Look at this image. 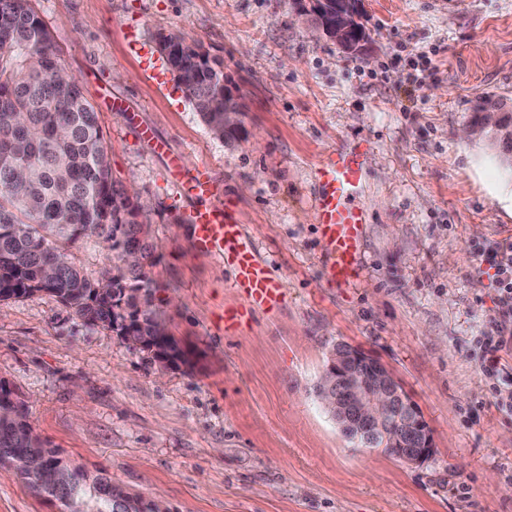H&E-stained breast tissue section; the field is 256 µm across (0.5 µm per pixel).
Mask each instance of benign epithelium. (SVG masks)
Instances as JSON below:
<instances>
[{
  "mask_svg": "<svg viewBox=\"0 0 512 512\" xmlns=\"http://www.w3.org/2000/svg\"><path fill=\"white\" fill-rule=\"evenodd\" d=\"M297 15L316 34L336 41L345 52L362 50L367 38L359 35L361 16L359 0H295ZM477 112L486 127L499 126L503 101L495 96L482 98ZM236 91L224 85V127L239 125ZM138 346L145 349L159 366L172 368L180 364L185 350L161 337L144 338ZM320 390L325 407L342 420L346 412L361 427L353 437L373 450L396 451L408 465H420L434 452L433 436L417 404L402 389L389 369L376 357L351 347H334L321 375Z\"/></svg>",
  "mask_w": 512,
  "mask_h": 512,
  "instance_id": "obj_1",
  "label": "benign epithelium"
}]
</instances>
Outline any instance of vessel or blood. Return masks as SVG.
Masks as SVG:
<instances>
[{"label": "vessel or blood", "instance_id": "obj_1", "mask_svg": "<svg viewBox=\"0 0 512 512\" xmlns=\"http://www.w3.org/2000/svg\"><path fill=\"white\" fill-rule=\"evenodd\" d=\"M364 156V151L357 148L339 150L324 159L318 171L321 192L314 204L315 221L329 247L327 275L339 284L349 281L360 262L366 216L354 199L364 180ZM181 168L180 158H172L170 176L174 186L183 195L202 202L190 216L195 246L216 253L232 268V285L245 297L241 306L224 313L225 327L238 328L254 310L277 307L284 299L283 285L257 262L251 242L239 225L229 220L221 201L222 189L209 165L199 164L186 176Z\"/></svg>", "mask_w": 512, "mask_h": 512}]
</instances>
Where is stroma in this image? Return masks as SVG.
Instances as JSON below:
<instances>
[{"label": "stroma", "instance_id": "stroma-1", "mask_svg": "<svg viewBox=\"0 0 512 512\" xmlns=\"http://www.w3.org/2000/svg\"><path fill=\"white\" fill-rule=\"evenodd\" d=\"M97 112L117 189L141 206L155 304L188 364L162 369L45 293L0 301V382L69 463L169 512H512V417L477 340L495 292L479 251L512 238V174L462 138L486 95L512 99V0H360L351 56L293 0H32ZM221 62L239 139H215L159 38ZM208 163L257 260L283 280L273 310L225 330L233 272L197 251V200L165 178L140 126ZM363 144L367 215L356 275L336 284L314 217L317 167ZM379 358L421 410L434 453L411 466L350 442L316 384L334 344ZM0 512H61L0 469Z\"/></svg>", "mask_w": 512, "mask_h": 512}]
</instances>
